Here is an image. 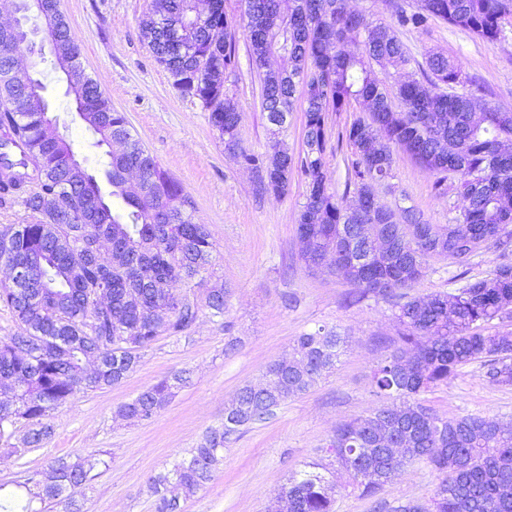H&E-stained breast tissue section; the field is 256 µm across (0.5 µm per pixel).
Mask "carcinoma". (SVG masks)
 <instances>
[{
	"mask_svg": "<svg viewBox=\"0 0 512 512\" xmlns=\"http://www.w3.org/2000/svg\"><path fill=\"white\" fill-rule=\"evenodd\" d=\"M44 20L52 40L53 69L74 67L67 94L75 112L100 148L116 141L120 150L105 153L103 172L112 187L106 195L88 167L69 164L72 144L50 120L44 83L36 78L24 93L15 72L20 35L0 28V165L13 175L0 181V208L20 206L37 220L13 225L0 237V266L25 261L31 267L26 284L0 281V305L21 332L0 340V388L13 392L22 409L0 404V440H10L25 425L23 445L40 448L53 433L50 419L81 390L115 386L134 370L140 352L160 336L185 333L206 311L224 318V289L207 288L202 298L179 306L172 285L190 288L204 281L212 267L215 245L206 224H197L191 201L178 182L162 169L127 117L112 109L98 83L80 61L77 37L58 9V0H29ZM395 24L369 22L352 13L346 0H246L244 31L253 66L262 73V105L269 122L293 111L302 88L305 112L304 149L296 154L282 141L265 153L241 145L237 99L224 90V70L236 67L235 34L224 11L200 21L198 0H151L141 24L156 62L173 87L209 111L213 128L233 158L257 173L260 191L287 193L293 174L309 188L297 217V231L309 239L313 253L302 259L323 267L392 302L400 326L398 347L373 371V393L380 404L367 415L338 427L324 448L327 460L308 464L291 477L279 496L288 512H334L327 493L333 466L349 476L360 495L374 496L407 464L425 460L439 474L430 506L406 505L398 512H512V430L479 415L444 418L416 399L439 386L460 368L477 363L487 381L512 386V154L500 151L512 142V109L474 94H448L442 88L463 84L462 64L441 53L425 58L421 77L398 86L396 96L409 104L396 121L375 67L404 69L414 62L399 29H418L433 18L494 44L503 21L512 17V0H390ZM279 60L272 68L270 59ZM353 104L367 106L370 117L345 130L353 159L344 195L329 190L325 155L329 143L328 113ZM388 159L409 155L423 170L457 181L467 201L462 224L426 225L428 235L443 239L441 255L467 275L473 259L493 248L501 262L492 274L471 278L451 292L426 300L405 299L421 275L430 253L425 243L409 241L419 223L411 210L405 222L379 202L375 185L391 174L376 152ZM141 174L130 179L129 172ZM364 197L369 229L395 244L394 251L365 266H342L336 257L343 229L350 221L345 195ZM112 240L103 261L92 243ZM420 253L411 256V245ZM109 297L104 309L99 295ZM345 339L335 328L320 326L296 337L293 356L271 362L268 374L280 390L264 395L242 387L224 410L221 425L188 451L170 471L152 477L160 494L158 512H175L177 493L190 495L208 482L224 458V443L267 420L282 403L307 392L336 367ZM186 383V371L165 377L123 403L118 412L129 420L148 421ZM402 434L394 453L380 451L387 435ZM105 461L91 454L61 457L46 470L27 472L14 490L0 486V512H45L61 499L68 512H81L77 495Z\"/></svg>",
	"mask_w": 512,
	"mask_h": 512,
	"instance_id": "cac0c4a2",
	"label": "carcinoma"
}]
</instances>
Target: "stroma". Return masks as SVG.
Instances as JSON below:
<instances>
[{
    "label": "stroma",
    "instance_id": "1",
    "mask_svg": "<svg viewBox=\"0 0 512 512\" xmlns=\"http://www.w3.org/2000/svg\"><path fill=\"white\" fill-rule=\"evenodd\" d=\"M150 0H60L75 32L81 61L128 118L145 147L180 184L194 205L197 222L208 225L216 245L214 272L206 287L224 288L223 320L200 314L177 337H159L142 351L136 369L119 385L78 393L53 415V435L43 447L0 453V484L43 470L60 457L97 454L108 467L85 491L84 512H156L152 476L169 471L188 450L220 424L224 410L246 385L263 382L267 365L288 357L294 339L321 326L336 328L347 348L335 371L303 395L288 400L265 422L224 446L211 481L180 499L176 512H277V494L289 478L320 459L321 448L344 423L366 415L378 400L372 392L375 366L397 346L392 303L374 294L357 296L355 285L302 259L296 216L307 186L292 179L284 196L259 194L257 176L224 152V145L198 101L174 89L156 62L140 27ZM398 35L416 61L434 50L458 59L469 79L467 91L512 109V21L488 44L434 19ZM41 71L45 96L59 131L80 158L100 169L103 149L72 110L67 85L49 58L16 52ZM241 114L244 147L266 152L276 140L290 150L303 147V101H296L288 126L276 131L262 108L261 80L248 43L237 40V67L224 80ZM358 108L328 115L332 139L326 152L328 182L343 193L351 151L337 143ZM379 200L395 212L414 208L423 222L456 223L465 201L454 183L434 176L407 155L394 156L390 176L376 186ZM458 268L445 256L427 259L408 296L423 299L447 291ZM186 370L190 378L152 420L122 418L119 406L164 377ZM443 417L480 415L512 429V386H494L471 364L447 383L422 395ZM439 476L424 460L405 467L372 498L360 496L337 471L328 488L336 512H396L413 502L429 504Z\"/></svg>",
    "mask_w": 512,
    "mask_h": 512
}]
</instances>
